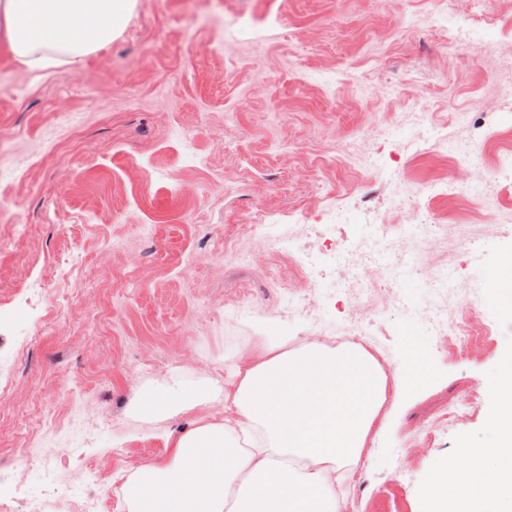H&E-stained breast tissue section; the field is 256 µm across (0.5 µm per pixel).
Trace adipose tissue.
Masks as SVG:
<instances>
[{
  "label": "adipose tissue",
  "instance_id": "1",
  "mask_svg": "<svg viewBox=\"0 0 512 512\" xmlns=\"http://www.w3.org/2000/svg\"><path fill=\"white\" fill-rule=\"evenodd\" d=\"M136 0H0V38L32 70L72 64L111 43ZM254 359L229 387L159 384L140 413L172 417L215 400L220 421L196 420L170 457L131 473L130 512H346L333 474L355 469L388 397V379L361 345L339 353L320 341L289 348L261 328ZM497 413L485 444L461 449L423 488L425 512H512L498 487L512 478V360L491 384Z\"/></svg>",
  "mask_w": 512,
  "mask_h": 512
}]
</instances>
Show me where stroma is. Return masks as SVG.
<instances>
[{
	"mask_svg": "<svg viewBox=\"0 0 512 512\" xmlns=\"http://www.w3.org/2000/svg\"><path fill=\"white\" fill-rule=\"evenodd\" d=\"M491 35L465 0H137L112 42L40 72L0 43V500L29 512L111 510V490L165 460L214 401L170 418L140 415L142 390L223 386L258 329L344 337L403 390L387 400L370 463L343 482L348 512H424L422 490L458 448L482 446L491 378L512 354V313L484 302L487 271L512 250V200L407 198L444 180L453 156H418L381 132L423 112L475 138L512 98V0ZM471 32L449 47V29ZM458 112L475 126H459ZM369 144L379 167L346 156ZM293 222L252 226L257 205ZM386 223L430 209L461 232L412 246L415 268L374 269L336 293L324 240L360 252L366 208ZM500 223H483L486 213ZM297 234L294 252L272 236ZM452 267L456 285L424 279ZM315 282L310 293L307 282ZM470 314L490 327L466 350L429 319ZM433 368L429 379L417 359ZM469 400L461 421L442 417Z\"/></svg>",
	"mask_w": 512,
	"mask_h": 512,
	"instance_id": "1",
	"label": "stroma"
}]
</instances>
